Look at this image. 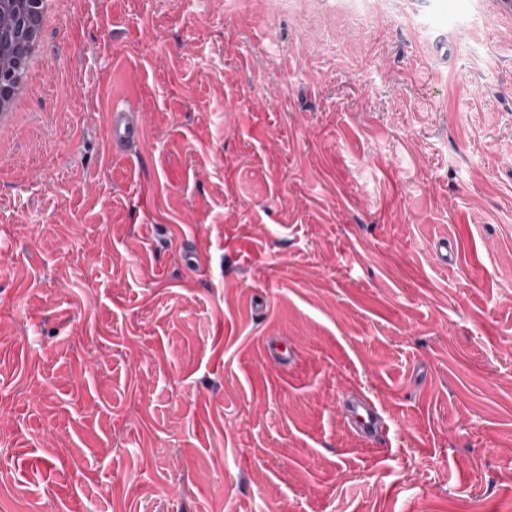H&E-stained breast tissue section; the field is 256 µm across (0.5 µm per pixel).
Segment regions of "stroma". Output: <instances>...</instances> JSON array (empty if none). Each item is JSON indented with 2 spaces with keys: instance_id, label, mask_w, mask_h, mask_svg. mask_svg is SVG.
I'll return each mask as SVG.
<instances>
[{
  "instance_id": "35a3bbf8",
  "label": "stroma",
  "mask_w": 512,
  "mask_h": 512,
  "mask_svg": "<svg viewBox=\"0 0 512 512\" xmlns=\"http://www.w3.org/2000/svg\"><path fill=\"white\" fill-rule=\"evenodd\" d=\"M312 17L42 30L0 134V512H512V36L489 0ZM40 67L38 64V60L35 52L30 53L27 57L24 69L23 76L19 87L17 88V92L15 93L12 102L10 104V108L0 113V128H6L13 125L19 118L20 113L19 110L22 105V95L19 92V89L23 86L30 84L34 79L39 76ZM140 111L131 98L113 101L108 109V137L112 152L124 155L143 134ZM340 409L358 437L371 440L386 433L384 419L376 404L368 397L357 393H346L340 399Z\"/></svg>"
}]
</instances>
